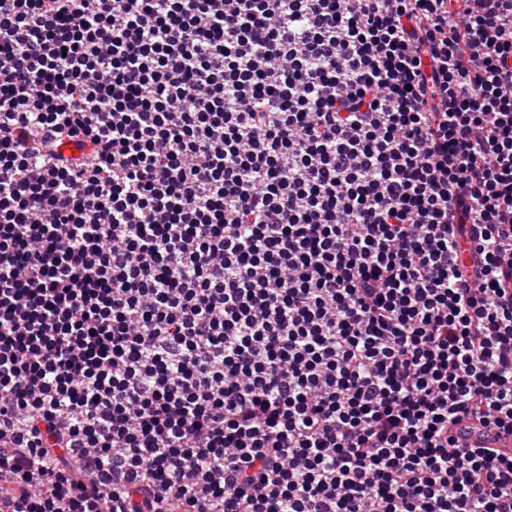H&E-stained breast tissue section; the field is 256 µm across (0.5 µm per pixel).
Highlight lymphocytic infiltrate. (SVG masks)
I'll use <instances>...</instances> for the list:
<instances>
[{"label":"lymphocytic infiltrate","mask_w":512,"mask_h":512,"mask_svg":"<svg viewBox=\"0 0 512 512\" xmlns=\"http://www.w3.org/2000/svg\"><path fill=\"white\" fill-rule=\"evenodd\" d=\"M465 418L512 0H0V512H512Z\"/></svg>","instance_id":"lymphocytic-infiltrate-1"}]
</instances>
